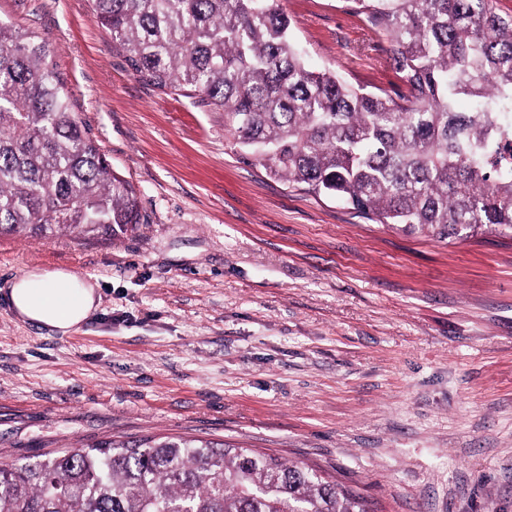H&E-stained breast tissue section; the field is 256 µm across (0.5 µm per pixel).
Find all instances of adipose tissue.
Segmentation results:
<instances>
[{"instance_id":"1","label":"adipose tissue","mask_w":512,"mask_h":512,"mask_svg":"<svg viewBox=\"0 0 512 512\" xmlns=\"http://www.w3.org/2000/svg\"><path fill=\"white\" fill-rule=\"evenodd\" d=\"M15 316L23 322L66 334L98 309L96 280L80 279L64 270H34L0 287Z\"/></svg>"}]
</instances>
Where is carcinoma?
Instances as JSON below:
<instances>
[{"mask_svg":"<svg viewBox=\"0 0 512 512\" xmlns=\"http://www.w3.org/2000/svg\"><path fill=\"white\" fill-rule=\"evenodd\" d=\"M135 74L224 109L266 173L442 240L512 236V15L497 0H347L404 92L310 68L279 0H92ZM462 99L468 111L458 110ZM133 184L87 135L48 44L0 20V235L111 240ZM0 512H366L312 467L189 437L0 463Z\"/></svg>","mask_w":512,"mask_h":512,"instance_id":"obj_1","label":"carcinoma"}]
</instances>
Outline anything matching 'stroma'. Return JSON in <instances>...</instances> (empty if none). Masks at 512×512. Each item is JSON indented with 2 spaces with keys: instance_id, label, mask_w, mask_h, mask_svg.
I'll return each mask as SVG.
<instances>
[{
  "instance_id": "1",
  "label": "stroma",
  "mask_w": 512,
  "mask_h": 512,
  "mask_svg": "<svg viewBox=\"0 0 512 512\" xmlns=\"http://www.w3.org/2000/svg\"><path fill=\"white\" fill-rule=\"evenodd\" d=\"M308 63L401 84L348 0H280ZM136 188L116 241L0 237V282L97 280L59 336L0 299V462L166 435L319 467L368 512H512V239L441 241L286 185L224 111L132 71L92 0H0Z\"/></svg>"
}]
</instances>
